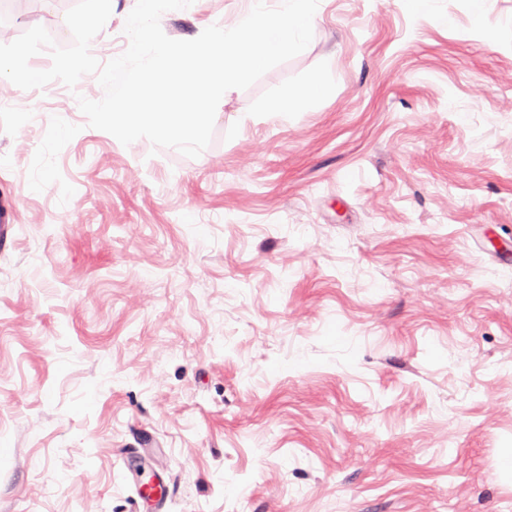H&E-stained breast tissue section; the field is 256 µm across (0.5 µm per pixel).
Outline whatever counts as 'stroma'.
Instances as JSON below:
<instances>
[{
    "label": "stroma",
    "mask_w": 512,
    "mask_h": 512,
    "mask_svg": "<svg viewBox=\"0 0 512 512\" xmlns=\"http://www.w3.org/2000/svg\"><path fill=\"white\" fill-rule=\"evenodd\" d=\"M75 2L28 0L0 43L70 45ZM486 7L319 0L195 158L89 127L95 75L0 78V512H512V0ZM147 452L156 503L124 463Z\"/></svg>",
    "instance_id": "35a3bbf8"
}]
</instances>
